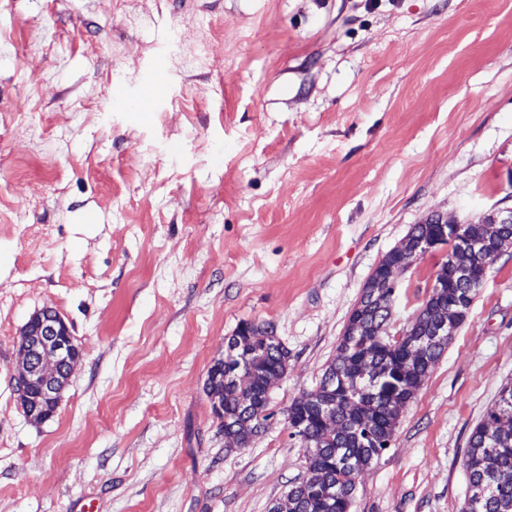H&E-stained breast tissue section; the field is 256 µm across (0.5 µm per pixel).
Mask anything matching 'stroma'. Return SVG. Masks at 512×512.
Instances as JSON below:
<instances>
[{
	"mask_svg": "<svg viewBox=\"0 0 512 512\" xmlns=\"http://www.w3.org/2000/svg\"><path fill=\"white\" fill-rule=\"evenodd\" d=\"M510 207L512 0H0V512H269L308 474L287 410L380 260L431 213ZM441 260L400 274L390 333ZM46 307L81 358L33 421L18 349ZM243 321L290 358L232 448L205 380ZM510 379L512 248L350 512H462Z\"/></svg>",
	"mask_w": 512,
	"mask_h": 512,
	"instance_id": "1",
	"label": "stroma"
}]
</instances>
